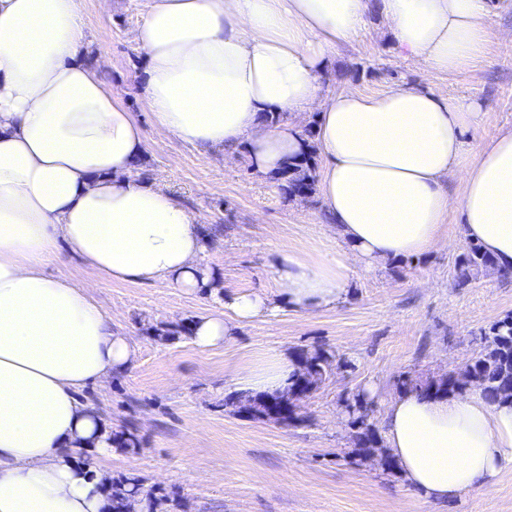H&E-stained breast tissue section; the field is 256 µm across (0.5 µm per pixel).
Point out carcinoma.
<instances>
[{"label":"carcinoma","mask_w":512,"mask_h":512,"mask_svg":"<svg viewBox=\"0 0 512 512\" xmlns=\"http://www.w3.org/2000/svg\"><path fill=\"white\" fill-rule=\"evenodd\" d=\"M301 136L307 142L308 152L293 162L282 167L274 179L279 189L289 197H309L315 191L318 182L317 162L315 161V130L310 124L302 128ZM494 266L492 258L475 242H468L458 256L456 267V286L468 285L475 272ZM350 368L352 364L345 358L317 347L313 350H301L298 360V372L292 385L285 392H276L262 398H253L243 394H231L225 403L232 405L235 401L245 404L249 416L268 419L275 422L297 424L302 416L288 409V416L282 414V402L295 390L298 384L306 387L307 393L320 388L327 380L332 368ZM478 383L485 397L491 403H512V313L505 315L480 333V349L462 368L448 376L432 381H418L410 376L401 379L403 389L425 392H463L472 383ZM353 417L348 422L352 434L354 452L368 456L379 452L382 465L390 471L396 470L393 456L384 449L383 440L374 425L368 422L369 413L374 403L364 395H356L348 401ZM113 447L124 452H134L141 444L137 430L112 433ZM141 494L149 502L168 500V497L156 489L145 487V479L135 476H122L112 480L113 512H129L130 498Z\"/></svg>","instance_id":"1"}]
</instances>
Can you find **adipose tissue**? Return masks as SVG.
<instances>
[{"label":"adipose tissue","instance_id":"ef3b65f1","mask_svg":"<svg viewBox=\"0 0 512 512\" xmlns=\"http://www.w3.org/2000/svg\"><path fill=\"white\" fill-rule=\"evenodd\" d=\"M375 11L400 54L430 72L484 52L488 0H152L137 39L155 130L242 149L269 176L307 150L294 114L316 111L318 189L336 238L312 253L281 248L276 296L237 292L195 317L198 350L282 303L336 306L358 271L435 249L453 207L463 238L512 270V129L464 167L462 135L486 121L478 102L412 87L325 93L328 59ZM84 27L83 0H0V512H112V424L80 393L130 369L137 347L87 288L45 274L59 243L115 281L190 293L212 282L202 215L143 179L144 132L103 80L104 61L84 62ZM269 112L290 118L270 126ZM295 370L273 353L237 389L279 391ZM382 435L406 483L436 504L512 470V405L478 386L400 392ZM79 448L93 464L75 459Z\"/></svg>","mask_w":512,"mask_h":512}]
</instances>
